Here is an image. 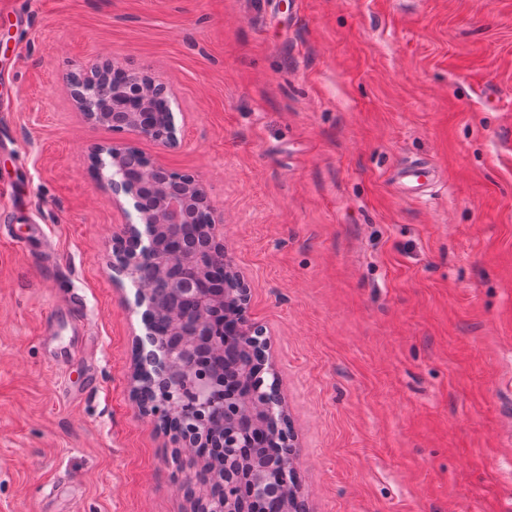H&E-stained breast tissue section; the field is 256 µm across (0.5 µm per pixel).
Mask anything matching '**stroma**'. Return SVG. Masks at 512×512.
Here are the masks:
<instances>
[{"instance_id":"35a3bbf8","label":"stroma","mask_w":512,"mask_h":512,"mask_svg":"<svg viewBox=\"0 0 512 512\" xmlns=\"http://www.w3.org/2000/svg\"><path fill=\"white\" fill-rule=\"evenodd\" d=\"M130 60L179 152L75 109L67 72ZM116 141L222 217L309 512H512V0H0V512L193 510L130 395ZM422 173L427 174V182L429 177L435 178V169L429 163L422 161L395 170L391 180L403 193L420 196L425 192V187L428 184L420 181Z\"/></svg>"}]
</instances>
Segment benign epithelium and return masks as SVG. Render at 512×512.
<instances>
[{"instance_id":"7a95c632","label":"benign epithelium","mask_w":512,"mask_h":512,"mask_svg":"<svg viewBox=\"0 0 512 512\" xmlns=\"http://www.w3.org/2000/svg\"><path fill=\"white\" fill-rule=\"evenodd\" d=\"M137 85H148V95L143 99V109L149 110L153 99L173 97L172 89L165 82L134 65L123 68ZM104 68L96 65L79 72H69L65 76L71 90L75 106L87 122L100 126H119V132H133L148 137L164 151H175L181 145L175 122H170L168 130L156 133L143 124L139 115L133 112L106 110L112 97L119 90L109 91L103 78ZM93 162L99 164L101 178L112 198V206L121 212H127L125 204H130L134 217L128 218L115 232L112 249L127 248L119 262H110L112 278L136 281L137 266L142 254L150 253L157 262L160 274L165 275L174 266L187 268L185 275L179 277L174 287L183 299H193L199 305L201 313L198 320V333L202 334L205 345L211 350L233 351L234 344L242 338L249 339L260 350V361L249 375V393L245 400L234 401L224 393V381L218 379L205 366V360L185 356L187 347L173 345L155 335L152 323L155 306L151 290H139V303L146 306L143 313L144 336L137 340V361L133 378L148 373L156 379L160 397L154 405L145 409V413L155 420L179 417L184 431L178 442L186 448H194L201 436L208 432L212 419L224 416L241 417L248 415L252 425L266 427L269 423L279 425L278 437L285 448L284 460L280 462L277 478L287 482L290 470L288 458L290 449L295 447L291 429L278 386L265 387L262 373H272L269 362L271 340L265 336L263 327L253 322L248 314L249 285L240 276L224 250V238L219 230L220 220L211 215V224L207 227L208 252L206 262L196 261L192 257L171 249H158L161 234L171 224L180 223V213L173 208H144L140 206L136 183L125 177L128 169V155L122 144L95 145L91 150ZM181 195L193 201L210 206L207 193L201 181L193 174H185V183ZM220 265L224 269V278L235 280L237 287L227 289L224 295L202 293L198 288L199 279L204 277L206 267ZM251 446V442L241 439L236 431L224 429V438L219 447L224 449V463L230 457L237 456L242 449ZM266 467H257L250 474L247 487L229 494L224 488V498H199L195 502L194 512H252L254 504L265 498L269 490V474Z\"/></svg>"}]
</instances>
